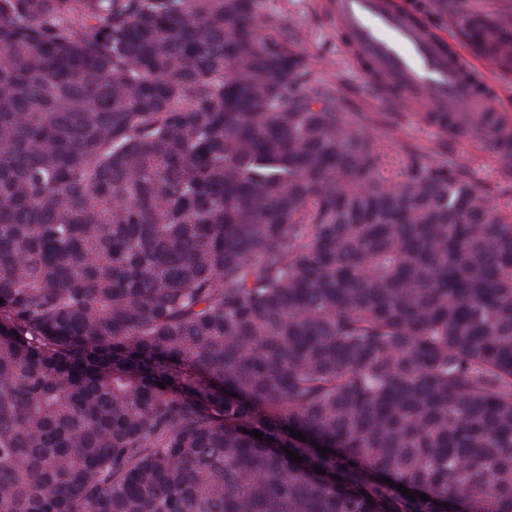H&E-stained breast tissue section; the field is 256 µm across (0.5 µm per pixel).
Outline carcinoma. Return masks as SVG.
Segmentation results:
<instances>
[{
  "mask_svg": "<svg viewBox=\"0 0 512 512\" xmlns=\"http://www.w3.org/2000/svg\"><path fill=\"white\" fill-rule=\"evenodd\" d=\"M372 124L257 0H0V512H512V214Z\"/></svg>",
  "mask_w": 512,
  "mask_h": 512,
  "instance_id": "cac0c4a2",
  "label": "carcinoma"
}]
</instances>
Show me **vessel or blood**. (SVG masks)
<instances>
[{"label":"vessel or blood","instance_id":"vessel-or-blood-1","mask_svg":"<svg viewBox=\"0 0 512 512\" xmlns=\"http://www.w3.org/2000/svg\"><path fill=\"white\" fill-rule=\"evenodd\" d=\"M332 11L352 56L407 101L433 112L494 111L489 82L446 36L415 18L404 0H334Z\"/></svg>","mask_w":512,"mask_h":512}]
</instances>
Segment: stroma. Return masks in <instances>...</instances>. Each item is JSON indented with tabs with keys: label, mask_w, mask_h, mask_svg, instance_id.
Wrapping results in <instances>:
<instances>
[{
	"label": "stroma",
	"mask_w": 512,
	"mask_h": 512,
	"mask_svg": "<svg viewBox=\"0 0 512 512\" xmlns=\"http://www.w3.org/2000/svg\"><path fill=\"white\" fill-rule=\"evenodd\" d=\"M261 17L292 30L309 60L312 82L329 85L344 112H367L374 118L373 133L390 148L396 166L414 157L435 162L452 159L461 175L479 186L496 205L512 204V162L497 159L478 142L443 137L405 117L399 100L361 73L337 33L324 0H261Z\"/></svg>",
	"instance_id": "obj_1"
}]
</instances>
